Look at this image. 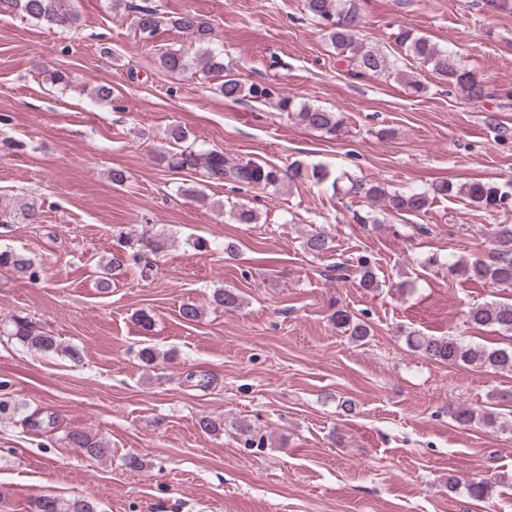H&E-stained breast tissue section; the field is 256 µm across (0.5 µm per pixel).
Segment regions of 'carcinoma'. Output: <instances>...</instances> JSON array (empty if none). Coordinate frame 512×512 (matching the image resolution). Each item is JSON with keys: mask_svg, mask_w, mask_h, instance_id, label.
<instances>
[{"mask_svg": "<svg viewBox=\"0 0 512 512\" xmlns=\"http://www.w3.org/2000/svg\"><path fill=\"white\" fill-rule=\"evenodd\" d=\"M309 16L323 26L330 43L346 53L352 65L360 74H390L394 63L382 51L367 45L362 38L363 18L357 0H304ZM125 7L134 13L139 35L150 40L163 28L170 27L190 35L199 45L198 50L188 54L181 48H167L158 55L159 67L172 76L190 74L202 81L217 85L224 97L233 101L247 96L261 98L268 95V89L259 86H243L239 80L227 73L224 53L210 47L211 28L197 15L186 12L169 17L150 0L135 3L130 0ZM14 14L58 32H68L79 26L80 17L72 0H0V15ZM396 44L405 53L430 68L432 74L461 92L465 98L478 101L485 92L476 74L467 69L456 55L440 48L430 39L419 36L413 30L401 27L396 33ZM45 81L64 91L72 85L69 73L59 70H45ZM279 107L291 113L300 125L312 130L335 136L343 124L339 112L303 105L294 110L292 100L282 97ZM158 163L175 171L198 172L210 181L224 182L235 188H254L278 191L297 182L323 184L331 182L334 191L345 196L352 195L367 203L379 204L382 209L400 214L420 213L428 210L436 196L459 195L470 204L484 210L507 208L512 204V193L499 186L480 180L467 181L457 186L441 182L430 190L396 191L388 189L379 181H365L349 173L336 176L322 165H309L295 160L286 167H278L254 160L234 161L224 151L205 149L194 141L180 127L168 131V147L157 155ZM40 205L37 201L19 202L11 195H0V224L34 223L38 219ZM135 250H119L112 254L102 270V288L110 287L111 277L123 270L129 261H138L147 253L162 249V241L149 235H142L133 241ZM305 249L313 255H320L331 249L330 241L323 232L315 230L305 240ZM452 277L484 281L494 288H512V224H495L489 232L488 246L479 255L470 259H453L442 263ZM36 283L43 277V269L26 254L0 249V270ZM356 276L359 285L372 290L380 287V281L373 263L365 256L358 259ZM213 301L226 312H234L244 303L240 292L219 288L213 291ZM334 328L350 336L355 342H364L371 335L367 322L356 318L342 306L330 315ZM464 322L470 325L494 328L505 335H512V300H492L469 307L464 313ZM9 323V336L42 352L63 351L72 361H81V353L75 347H64L54 335L39 330L29 316L13 314ZM407 346L422 357L448 366H467L484 369L496 374L512 375V346L487 347L476 345L454 337L425 336L416 331L405 335ZM454 420L461 426L478 422L485 427H501L496 413L487 410L481 413L469 407H458L453 412ZM64 443L70 448H79L87 456L107 460L112 457V447L89 432H69ZM30 512H96L93 502L86 499L64 501L52 494L35 496L29 502Z\"/></svg>", "mask_w": 512, "mask_h": 512, "instance_id": "carcinoma-1", "label": "carcinoma"}]
</instances>
